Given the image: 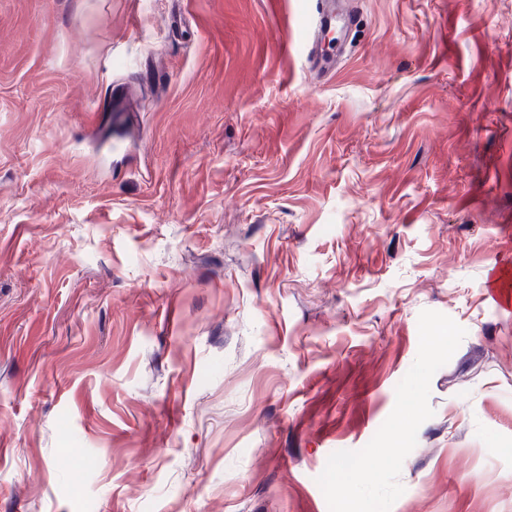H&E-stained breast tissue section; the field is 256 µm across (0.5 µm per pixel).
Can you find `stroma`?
I'll return each instance as SVG.
<instances>
[{"instance_id":"stroma-1","label":"stroma","mask_w":512,"mask_h":512,"mask_svg":"<svg viewBox=\"0 0 512 512\" xmlns=\"http://www.w3.org/2000/svg\"><path fill=\"white\" fill-rule=\"evenodd\" d=\"M0 0V512H329L433 310L391 512H512V0ZM456 382H449V375ZM317 2L324 5V7L318 9L313 22L318 27L319 35L321 34L320 41H327L328 44L333 47L338 40V38H336V30L346 32L354 21V12L353 10H348L336 16V10L333 8V5H336V2L345 3V1L318 0Z\"/></svg>"}]
</instances>
